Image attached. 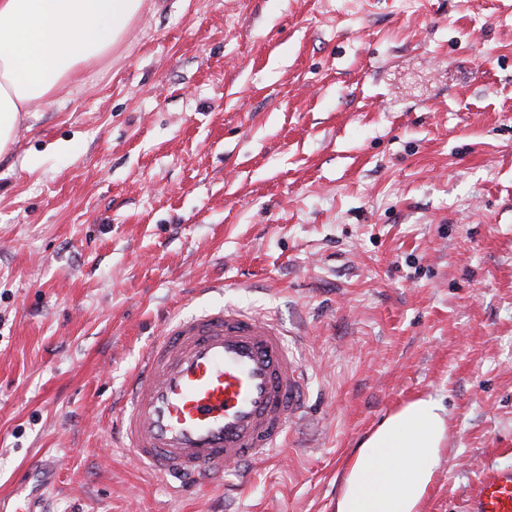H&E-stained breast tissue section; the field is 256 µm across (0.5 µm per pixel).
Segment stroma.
I'll return each mask as SVG.
<instances>
[{"mask_svg": "<svg viewBox=\"0 0 512 512\" xmlns=\"http://www.w3.org/2000/svg\"><path fill=\"white\" fill-rule=\"evenodd\" d=\"M222 284L218 293L197 288ZM287 326L311 383L284 448L169 492L112 446L176 314ZM420 394L426 512L512 467V0H145L0 154V496L47 512H334L360 439ZM26 484H31L29 494L19 498L14 509L4 512H36L34 505L36 500L42 497L49 490V483L45 477L44 467L41 464H33L25 471Z\"/></svg>", "mask_w": 512, "mask_h": 512, "instance_id": "stroma-1", "label": "stroma"}]
</instances>
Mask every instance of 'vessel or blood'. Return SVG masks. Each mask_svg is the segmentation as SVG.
Segmentation results:
<instances>
[{"label":"vessel or blood","instance_id":"obj_1","mask_svg":"<svg viewBox=\"0 0 512 512\" xmlns=\"http://www.w3.org/2000/svg\"><path fill=\"white\" fill-rule=\"evenodd\" d=\"M286 336L277 321L231 306L171 320L121 392L124 448L173 491L268 461L307 394V371ZM25 480L31 491L13 512H35L49 489L41 464ZM468 512H512V468L487 469Z\"/></svg>","mask_w":512,"mask_h":512}]
</instances>
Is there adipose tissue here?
Listing matches in <instances>:
<instances>
[{
	"mask_svg": "<svg viewBox=\"0 0 512 512\" xmlns=\"http://www.w3.org/2000/svg\"><path fill=\"white\" fill-rule=\"evenodd\" d=\"M143 0H0V154L25 112L80 82L140 14ZM448 431L430 395L390 413L345 464L335 512H425Z\"/></svg>",
	"mask_w": 512,
	"mask_h": 512,
	"instance_id": "1",
	"label": "adipose tissue"
}]
</instances>
